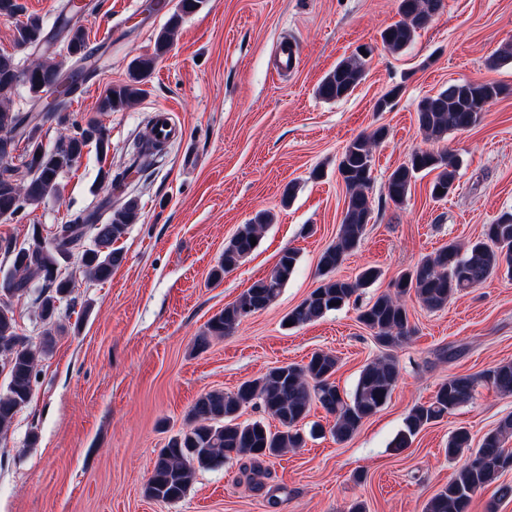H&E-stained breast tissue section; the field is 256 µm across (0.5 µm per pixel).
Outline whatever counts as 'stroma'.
<instances>
[{"label":"stroma","mask_w":512,"mask_h":512,"mask_svg":"<svg viewBox=\"0 0 512 512\" xmlns=\"http://www.w3.org/2000/svg\"><path fill=\"white\" fill-rule=\"evenodd\" d=\"M91 2L81 23L97 72L65 110L77 121L94 116L107 85L126 81L132 59L153 53L178 0L160 11L150 0ZM399 19L398 0H203L184 18L144 96L104 116L106 156L83 154L61 178L60 196L0 220V239L23 246L33 227L51 237L70 214L94 209L107 218V170L126 174L139 198L138 219L118 242L125 260L109 281L86 277L77 259L62 262L74 288L49 323L40 317L38 289L8 300L23 337L36 344L49 331L54 343L30 403L0 433V512H350L357 503L366 512H423L459 466L445 452L449 433L463 427L478 441L512 414V395L482 386L408 447L396 445L409 409L429 402L448 376L512 360V278L501 271L437 311L408 299L413 333L394 351L399 381L350 440L331 436L332 417L316 404L301 424L304 447L260 462L257 483L233 461L197 471L180 501L144 494L160 449L202 394L234 392L270 368L305 365L318 351L336 356L333 379L352 392L382 353L358 322L359 307L389 292L424 256L451 242L467 245L512 212V58L503 55L512 48V0H443L393 53L380 33ZM284 40L297 41L301 64L280 76L274 60ZM362 45L373 52L353 93L320 98L322 79ZM463 81L494 82L503 92L477 126L446 140L460 162L455 191L432 198L426 176L395 205L385 196L389 175L428 145L418 103ZM393 88L398 96L377 111ZM165 108L181 135L154 167L128 172L135 142ZM381 126L387 137L374 150L373 218L337 271L348 278L373 266L381 277L342 309L285 326L318 286L319 257L338 233L346 197L341 153ZM290 183L295 192L286 200ZM262 212L273 220L257 250L212 278L225 243ZM287 248L299 261L279 297L233 335L197 348L208 320L268 276Z\"/></svg>","instance_id":"1"}]
</instances>
